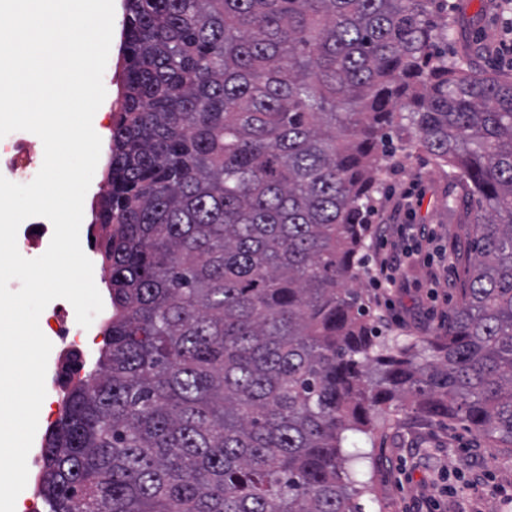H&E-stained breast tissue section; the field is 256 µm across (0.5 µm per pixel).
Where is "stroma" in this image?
Masks as SVG:
<instances>
[{"label": "stroma", "instance_id": "stroma-1", "mask_svg": "<svg viewBox=\"0 0 512 512\" xmlns=\"http://www.w3.org/2000/svg\"><path fill=\"white\" fill-rule=\"evenodd\" d=\"M447 3L456 21L449 52L470 53L479 70L511 73L512 66L487 50L503 38L512 5ZM119 47L112 41L103 74L106 97L93 118L104 141L113 126ZM461 194L460 185L424 155L398 143L394 164L380 176L370 217L369 272L354 283L389 336L419 341L446 321L464 273L452 253L464 249L466 227L448 209L449 198ZM386 255L395 260L396 285L378 288L370 274ZM343 445L355 456L354 478L369 486L354 498L360 512H512V453L493 447L461 421H435L392 407L378 414L372 433H347Z\"/></svg>", "mask_w": 512, "mask_h": 512}]
</instances>
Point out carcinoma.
Here are the masks:
<instances>
[{
  "instance_id": "obj_1",
  "label": "carcinoma",
  "mask_w": 512,
  "mask_h": 512,
  "mask_svg": "<svg viewBox=\"0 0 512 512\" xmlns=\"http://www.w3.org/2000/svg\"><path fill=\"white\" fill-rule=\"evenodd\" d=\"M440 0H125L95 223L111 315L43 438L48 512H359L342 435L397 402L512 447V77ZM472 205L445 329L358 280L391 131Z\"/></svg>"
}]
</instances>
